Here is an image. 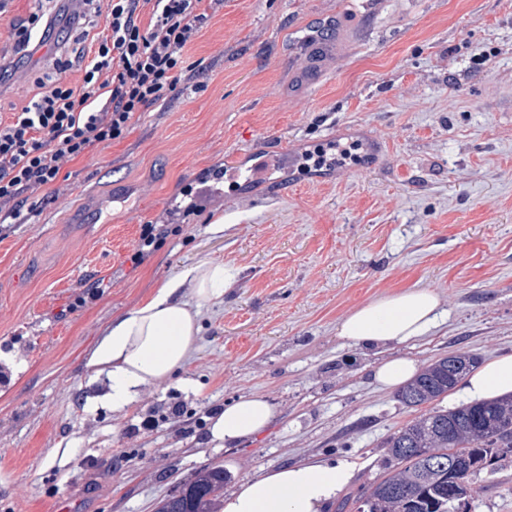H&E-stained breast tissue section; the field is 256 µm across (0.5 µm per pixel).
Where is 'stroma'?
<instances>
[{"label":"stroma","mask_w":512,"mask_h":512,"mask_svg":"<svg viewBox=\"0 0 512 512\" xmlns=\"http://www.w3.org/2000/svg\"><path fill=\"white\" fill-rule=\"evenodd\" d=\"M183 95L60 173L57 200L0 233V512H156L203 466L224 489L300 461L375 480L385 439L416 417L375 368L466 351L512 354V0H201ZM319 30L320 57L303 42ZM378 143L352 174L278 171L276 195L217 186L206 208L175 198L283 144ZM168 236L132 261L142 225ZM224 232H217V225ZM238 271L215 304L186 272ZM198 307L197 350L122 412L82 366L112 318L163 282ZM428 287L427 336L374 347L337 334L352 310ZM255 394L272 424L215 447L210 420ZM183 405L181 415L169 411ZM155 414V427L141 425ZM471 512H512V464L475 479Z\"/></svg>","instance_id":"35a3bbf8"}]
</instances>
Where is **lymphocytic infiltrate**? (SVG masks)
<instances>
[{
	"label": "lymphocytic infiltrate",
	"mask_w": 512,
	"mask_h": 512,
	"mask_svg": "<svg viewBox=\"0 0 512 512\" xmlns=\"http://www.w3.org/2000/svg\"><path fill=\"white\" fill-rule=\"evenodd\" d=\"M201 0H37L29 34L0 61V83L28 66L39 47L37 93L0 122V224H28L27 202L54 193L61 171L98 147L123 139L137 113L180 96L185 52L197 37ZM77 70L80 83L64 80Z\"/></svg>",
	"instance_id": "1"
}]
</instances>
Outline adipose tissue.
Masks as SVG:
<instances>
[{"instance_id": "1", "label": "adipose tissue", "mask_w": 512, "mask_h": 512, "mask_svg": "<svg viewBox=\"0 0 512 512\" xmlns=\"http://www.w3.org/2000/svg\"><path fill=\"white\" fill-rule=\"evenodd\" d=\"M196 295L203 302H218L235 283L237 272L228 265H197L188 271ZM178 284L163 283L152 297L112 320L84 359L90 379L107 376L106 399L113 410L136 402L149 387L168 380L194 352L198 339L197 316L176 301ZM439 297L427 287L372 300L346 315L339 336L356 345L405 343L436 327ZM471 399L493 400L512 393V354L475 367L463 382ZM274 416L264 398L247 396L228 406L213 422L210 435L218 444L234 443L262 431ZM351 478L346 463L302 462L241 481L224 499L223 512H322Z\"/></svg>"}]
</instances>
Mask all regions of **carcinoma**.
Listing matches in <instances>:
<instances>
[{"mask_svg": "<svg viewBox=\"0 0 512 512\" xmlns=\"http://www.w3.org/2000/svg\"><path fill=\"white\" fill-rule=\"evenodd\" d=\"M462 379L448 376V358L442 357L401 388L398 399L410 408L431 404ZM450 434L464 445L457 467L448 470L446 454L440 465L427 467L421 455L429 448H448ZM384 448L387 462L369 487L367 512H459L475 494L477 475L512 462V395L452 409L433 407L390 435ZM229 480L221 467H201L162 499L156 512H222Z\"/></svg>", "mask_w": 512, "mask_h": 512, "instance_id": "obj_1", "label": "carcinoma"}]
</instances>
